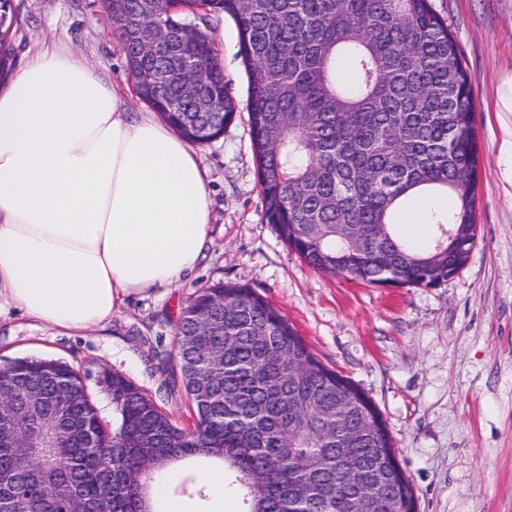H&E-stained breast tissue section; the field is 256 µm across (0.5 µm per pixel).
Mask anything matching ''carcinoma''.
Instances as JSON below:
<instances>
[{"label": "carcinoma", "mask_w": 512, "mask_h": 512, "mask_svg": "<svg viewBox=\"0 0 512 512\" xmlns=\"http://www.w3.org/2000/svg\"><path fill=\"white\" fill-rule=\"evenodd\" d=\"M19 6L0 0V66ZM200 21L185 42L182 16ZM228 16L248 75L247 112L267 223L311 268L359 283L432 288L464 267L477 237L478 144L470 76L431 0H112L138 97L188 142L224 133L238 105L207 30ZM165 30L156 50L147 33ZM199 83L183 96L187 76ZM208 99L213 111L200 112ZM452 192L431 244L395 232L417 192ZM163 387L185 392L179 427L114 373L108 427L59 359L3 365L0 512H156L150 490L177 462L219 460L244 512H359L353 468L375 469L391 507L416 512L381 413L323 366L297 329L241 283L218 282L184 310Z\"/></svg>", "instance_id": "carcinoma-1"}]
</instances>
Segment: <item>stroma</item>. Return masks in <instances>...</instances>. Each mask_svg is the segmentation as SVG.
<instances>
[{
    "instance_id": "1",
    "label": "stroma",
    "mask_w": 512,
    "mask_h": 512,
    "mask_svg": "<svg viewBox=\"0 0 512 512\" xmlns=\"http://www.w3.org/2000/svg\"><path fill=\"white\" fill-rule=\"evenodd\" d=\"M448 20L470 76L479 145L477 238L464 267L434 288H381L309 268L262 207L247 112L199 147L212 191L211 244L194 274L172 288L126 296L101 328L61 334L14 312L0 320V365L38 356L67 361L87 385L102 369L156 395L176 423H194L188 399L158 393L160 362H173L179 316L208 285L241 282L293 324L320 362L351 380L380 411L409 476L417 512H512V171L502 144L512 112L497 91L512 76V0H432ZM224 81L247 101V74L232 19L220 25ZM84 53L133 95L122 46L102 0H21L7 80L55 42ZM204 469L177 463L165 502L207 512L180 493Z\"/></svg>"
}]
</instances>
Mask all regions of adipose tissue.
I'll list each match as a JSON object with an SVG mask.
<instances>
[{
    "label": "adipose tissue",
    "mask_w": 512,
    "mask_h": 512,
    "mask_svg": "<svg viewBox=\"0 0 512 512\" xmlns=\"http://www.w3.org/2000/svg\"><path fill=\"white\" fill-rule=\"evenodd\" d=\"M198 152L58 42L0 86V318L66 335L169 287L211 243Z\"/></svg>",
    "instance_id": "obj_1"
}]
</instances>
